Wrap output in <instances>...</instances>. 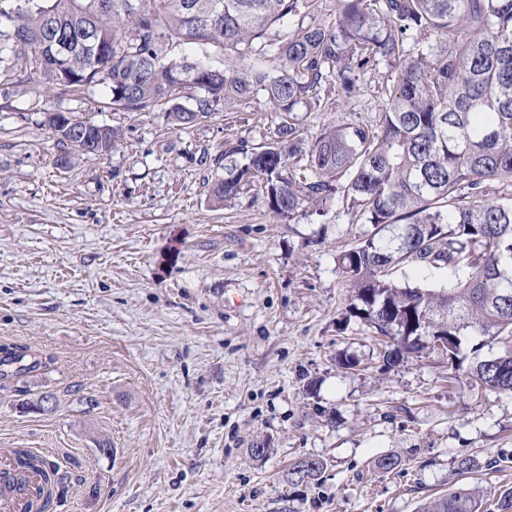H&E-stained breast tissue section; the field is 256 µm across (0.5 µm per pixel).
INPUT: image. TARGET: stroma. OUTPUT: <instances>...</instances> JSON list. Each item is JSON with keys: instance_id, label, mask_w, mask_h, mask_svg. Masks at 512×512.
<instances>
[{"instance_id": "stroma-1", "label": "stroma", "mask_w": 512, "mask_h": 512, "mask_svg": "<svg viewBox=\"0 0 512 512\" xmlns=\"http://www.w3.org/2000/svg\"><path fill=\"white\" fill-rule=\"evenodd\" d=\"M388 83L381 64L312 111L258 94L182 129L162 107L112 110L100 86L0 75V349L27 353L0 374V454L59 465L55 512H417L457 487L498 512L512 395L455 380L429 350L387 364L346 312L336 256L365 227L341 198L290 221L253 186L213 199L225 163L287 119L310 142L334 119L375 124ZM54 111L123 139L79 154L47 126ZM44 395L52 410L33 409ZM304 457L324 473L289 483Z\"/></svg>"}]
</instances>
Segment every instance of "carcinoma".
<instances>
[{
    "label": "carcinoma",
    "mask_w": 512,
    "mask_h": 512,
    "mask_svg": "<svg viewBox=\"0 0 512 512\" xmlns=\"http://www.w3.org/2000/svg\"><path fill=\"white\" fill-rule=\"evenodd\" d=\"M0 0L10 25L0 69L27 52L49 85L110 93L113 109L167 106L176 126L207 118L219 102L262 92L279 112L320 105L336 84L350 95L359 74L383 63L392 88L374 126L327 124L311 143L290 122L243 167H224L212 189L224 203L251 179L269 208L291 219L342 197L371 229L337 257L349 307L380 336L402 340L399 361L448 337V364L468 384L512 393V0ZM328 9L334 20L314 16ZM297 24L289 25V19ZM311 22H305V19ZM183 44L231 54L225 69L203 58L169 57ZM281 61L263 66L266 57ZM186 94L187 107L176 101ZM54 133L82 154L105 155L119 129L69 112L47 113ZM408 270H446L448 286L414 285ZM495 356L479 357L484 347ZM13 470L36 473L23 512H54L59 468L16 448ZM322 461L305 457L288 480H315ZM458 488L419 512H482Z\"/></svg>",
    "instance_id": "cac0c4a2"
}]
</instances>
